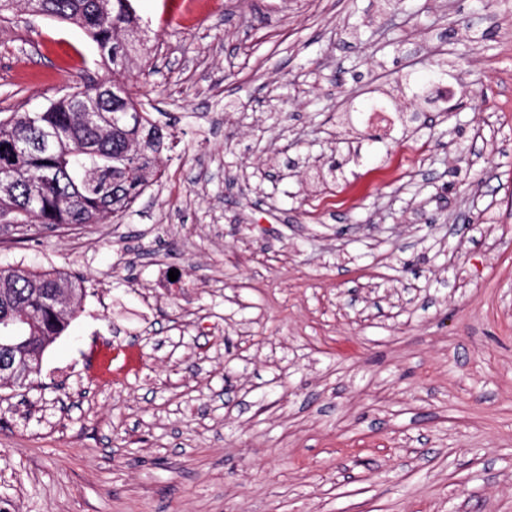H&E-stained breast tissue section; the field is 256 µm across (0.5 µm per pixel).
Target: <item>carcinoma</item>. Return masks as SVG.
I'll return each mask as SVG.
<instances>
[{
  "label": "carcinoma",
  "mask_w": 512,
  "mask_h": 512,
  "mask_svg": "<svg viewBox=\"0 0 512 512\" xmlns=\"http://www.w3.org/2000/svg\"><path fill=\"white\" fill-rule=\"evenodd\" d=\"M37 13L80 27L95 43L103 64L119 81L121 59L141 44L123 47V28H142L131 0H26ZM97 84L85 85L35 112H12L0 119V179L14 177L18 187L0 198V223L23 236L33 223L61 226L97 224L127 209L143 192L146 173L164 146L158 134L148 150L134 152L136 127L121 118L141 104L128 91L121 107L100 99L97 109L112 113L105 126L88 119L82 101L94 99ZM81 280L60 272L0 268V341L45 349L61 336L68 320L52 315L39 301L43 289L77 288Z\"/></svg>",
  "instance_id": "cac0c4a2"
}]
</instances>
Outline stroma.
Listing matches in <instances>:
<instances>
[{
  "label": "stroma",
  "instance_id": "stroma-1",
  "mask_svg": "<svg viewBox=\"0 0 512 512\" xmlns=\"http://www.w3.org/2000/svg\"><path fill=\"white\" fill-rule=\"evenodd\" d=\"M132 4L146 190L0 243L84 280L0 388V512H512V0ZM440 63L435 132L350 129ZM105 73L77 26L0 20V118ZM41 358L42 352L18 356L12 347L0 344V380L24 383L39 371Z\"/></svg>",
  "mask_w": 512,
  "mask_h": 512
}]
</instances>
